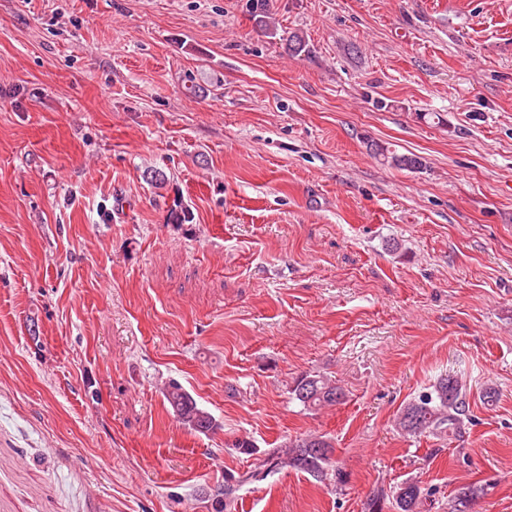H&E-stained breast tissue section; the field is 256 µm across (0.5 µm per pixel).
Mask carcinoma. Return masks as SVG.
I'll use <instances>...</instances> for the list:
<instances>
[{"mask_svg": "<svg viewBox=\"0 0 512 512\" xmlns=\"http://www.w3.org/2000/svg\"><path fill=\"white\" fill-rule=\"evenodd\" d=\"M249 11L256 26L267 37L277 39L278 28L271 21V0H249ZM288 53L299 56L310 52L306 38L298 33L288 36ZM372 154L384 163L401 169L420 170L425 167L421 157L414 154H399L389 147L370 144ZM175 418L188 430L207 435L219 428L215 417L199 407L194 397L176 380L170 381L162 391ZM291 399L306 409L334 406L341 403L344 393L336 382L324 374H305L296 378L289 386ZM471 423L469 392L458 377L447 374L420 392L401 411L397 424L409 437L433 436L457 440L466 434ZM332 445L323 435L309 434L268 452L253 469L215 490L216 512H229L236 493L245 484L265 480L272 472L288 467L308 474L317 482H324L328 475L335 476L339 485L345 483L342 469L332 462ZM432 490L410 478L386 494L382 491L369 497L364 503V512H384L386 499H392L396 512H421Z\"/></svg>", "mask_w": 512, "mask_h": 512, "instance_id": "1", "label": "carcinoma"}]
</instances>
